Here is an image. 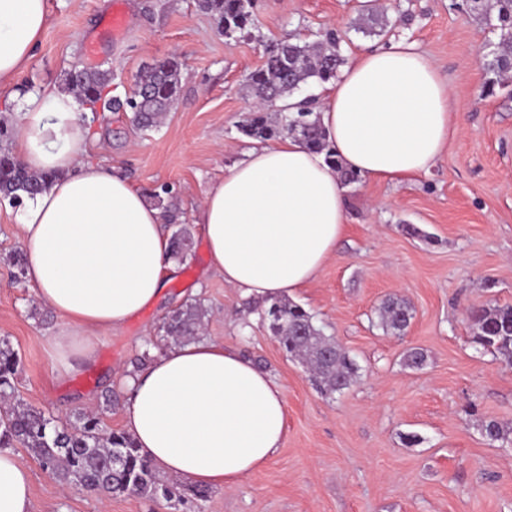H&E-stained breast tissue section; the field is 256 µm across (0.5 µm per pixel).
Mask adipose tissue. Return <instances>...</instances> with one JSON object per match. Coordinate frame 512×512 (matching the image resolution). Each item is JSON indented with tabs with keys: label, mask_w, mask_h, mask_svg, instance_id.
Segmentation results:
<instances>
[{
	"label": "adipose tissue",
	"mask_w": 512,
	"mask_h": 512,
	"mask_svg": "<svg viewBox=\"0 0 512 512\" xmlns=\"http://www.w3.org/2000/svg\"><path fill=\"white\" fill-rule=\"evenodd\" d=\"M48 0H0V85L32 60ZM16 148L33 172L59 178L18 218L26 279L62 326L47 339L63 378L92 363L100 336L157 303L179 265L162 210L116 166L93 159L100 140L73 93L15 96ZM316 116L336 154L291 136L256 144L213 182L194 212L209 267L241 295H296L336 254L347 227L338 168L406 180L437 164L455 127L449 90L415 44L361 53L326 84ZM124 426L162 473L232 488L281 448V385L218 339L182 341L124 379ZM0 512H32L31 470L0 448Z\"/></svg>",
	"instance_id": "ef3b65f1"
}]
</instances>
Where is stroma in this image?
<instances>
[{"label":"stroma","instance_id":"35a3bbf8","mask_svg":"<svg viewBox=\"0 0 512 512\" xmlns=\"http://www.w3.org/2000/svg\"><path fill=\"white\" fill-rule=\"evenodd\" d=\"M112 2L49 0L33 59L0 87V120L15 119L10 94L62 85L73 64L111 70L121 96L143 65L180 56L181 91L160 127L144 134L129 113L99 114L95 156L144 191L170 187L180 219L166 230L186 231L191 251L162 301L102 336L94 363L60 381L47 338L61 320L37 306L29 284H12L22 208L0 205V338L20 360L17 394L64 420L102 411L109 429L123 430V379L133 361L165 348L163 317L198 300L208 311L202 337L241 350L281 385L287 433L273 459L239 485L184 504L60 484L24 450L33 512H512V364L474 343L466 317L473 304L512 305V81L479 59L499 40L487 16L466 0H376L387 26L367 36L364 0H257L254 27L226 37L196 0H123L129 24L114 36L104 27ZM330 28L348 62L415 42L448 84L459 131L416 181L349 184L336 255L295 297L359 367L355 384L325 396L261 321L260 302L209 272L192 212L248 143V78L264 44L312 43ZM390 298L410 308L399 333L377 322ZM412 349L424 354L423 366L405 365ZM490 420L507 427L508 442L485 439L479 425Z\"/></svg>","mask_w":512,"mask_h":512}]
</instances>
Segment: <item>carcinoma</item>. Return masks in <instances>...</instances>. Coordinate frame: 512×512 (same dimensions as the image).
I'll list each match as a JSON object with an SVG mask.
<instances>
[{
	"label": "carcinoma",
	"mask_w": 512,
	"mask_h": 512,
	"mask_svg": "<svg viewBox=\"0 0 512 512\" xmlns=\"http://www.w3.org/2000/svg\"><path fill=\"white\" fill-rule=\"evenodd\" d=\"M218 33L248 30L253 24V0H198ZM499 30V52L483 64L493 71L512 64V0H493ZM339 38L327 31L319 45L307 43H270L264 46V64L249 77V88L260 102L287 98L311 81L325 83L336 78L343 59L338 52ZM183 61L176 55L143 66L134 78L130 96L121 100L112 96V75L98 68H69L64 75L67 90L92 112H115L128 108L131 122L142 131L159 126L164 110L179 95ZM311 110L296 114L279 113L273 118L264 110L253 112L242 132L251 138L270 140L292 136L306 147L326 152L335 161L326 142V133ZM12 129L0 126V202L16 204L46 188L55 173L27 170L10 151ZM173 256L183 262L191 248L183 232L172 237ZM206 315L201 302H191L171 311L160 325L163 335L175 342L192 340ZM476 327L475 342L485 351L512 363V305L476 306L466 311ZM262 321L289 355L303 359L312 369L320 391L341 393L356 380L355 362L332 338L323 334L314 317L301 305L288 299L271 303L261 310ZM384 327L400 331L410 314L398 302L383 304L380 311ZM18 355L6 341L0 342V401L5 403L0 420V448L19 443L39 466L63 484L83 486L104 496L145 495L172 499L177 488L161 482L152 463L142 457L133 439L124 431H109L102 417L82 414L79 423L55 420L15 399L14 377ZM122 464L112 467V457Z\"/></svg>",
	"instance_id": "cac0c4a2"
}]
</instances>
